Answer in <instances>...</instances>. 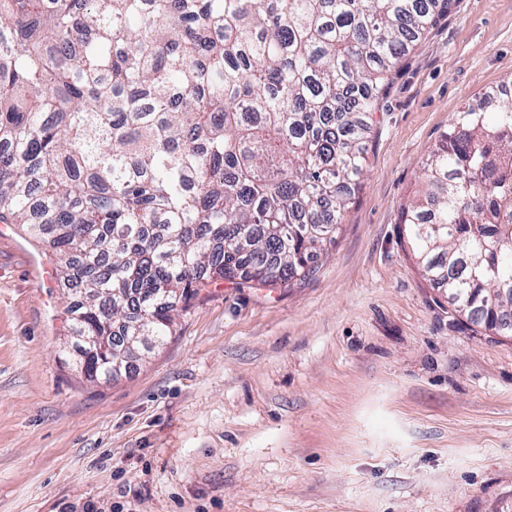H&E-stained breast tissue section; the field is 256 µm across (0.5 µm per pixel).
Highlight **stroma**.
<instances>
[{
  "mask_svg": "<svg viewBox=\"0 0 512 512\" xmlns=\"http://www.w3.org/2000/svg\"><path fill=\"white\" fill-rule=\"evenodd\" d=\"M512 94V0H450L393 71L315 272L210 283L109 383L53 257L0 224V512H512V337L459 325L399 222L464 106Z\"/></svg>",
  "mask_w": 512,
  "mask_h": 512,
  "instance_id": "35a3bbf8",
  "label": "stroma"
}]
</instances>
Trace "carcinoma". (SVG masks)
Masks as SVG:
<instances>
[{"label":"carcinoma","mask_w":512,"mask_h":512,"mask_svg":"<svg viewBox=\"0 0 512 512\" xmlns=\"http://www.w3.org/2000/svg\"><path fill=\"white\" fill-rule=\"evenodd\" d=\"M442 0H0V223L59 264L110 380L215 280L314 273L364 170V120ZM402 207L459 323L512 289V95L465 108Z\"/></svg>","instance_id":"carcinoma-1"}]
</instances>
